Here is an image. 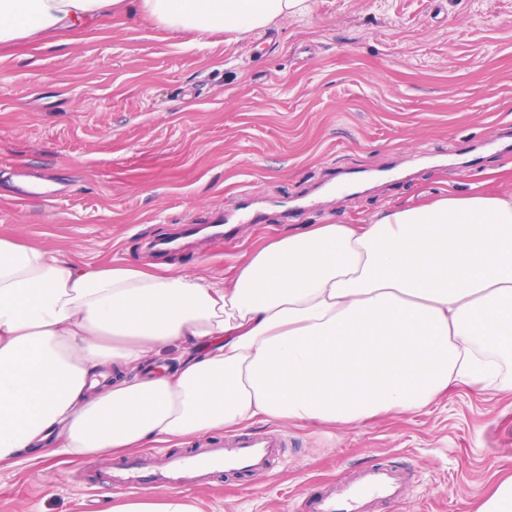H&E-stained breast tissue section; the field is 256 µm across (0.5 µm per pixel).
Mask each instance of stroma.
<instances>
[{"instance_id": "35a3bbf8", "label": "stroma", "mask_w": 512, "mask_h": 512, "mask_svg": "<svg viewBox=\"0 0 512 512\" xmlns=\"http://www.w3.org/2000/svg\"><path fill=\"white\" fill-rule=\"evenodd\" d=\"M42 194L16 203L20 173ZM512 194V0H310L248 34L170 32L138 8L0 45V236L80 265L232 276L309 224ZM253 197L256 223L187 238ZM267 468L186 492L201 512H292L374 464L411 481L367 512H471L512 469V397L459 387L359 426L257 421ZM115 457L0 470V512H110Z\"/></svg>"}]
</instances>
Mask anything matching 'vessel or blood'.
I'll use <instances>...</instances> for the list:
<instances>
[{"mask_svg": "<svg viewBox=\"0 0 512 512\" xmlns=\"http://www.w3.org/2000/svg\"><path fill=\"white\" fill-rule=\"evenodd\" d=\"M282 441L275 435L246 432L236 435L228 447L213 446L191 455L170 459L152 467L150 459L120 468L112 478L115 490L131 493L146 490H176L190 487L211 474L227 469L262 468L276 456ZM403 477L375 464L361 471L357 480L328 490L304 491L300 512H364L366 499H399Z\"/></svg>", "mask_w": 512, "mask_h": 512, "instance_id": "1", "label": "vessel or blood"}]
</instances>
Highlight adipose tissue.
<instances>
[{
  "instance_id": "adipose-tissue-1",
  "label": "adipose tissue",
  "mask_w": 512,
  "mask_h": 512,
  "mask_svg": "<svg viewBox=\"0 0 512 512\" xmlns=\"http://www.w3.org/2000/svg\"><path fill=\"white\" fill-rule=\"evenodd\" d=\"M134 0H0V44ZM250 33L308 0H135ZM166 354L174 372L150 370ZM512 195L445 197L268 241L232 279L78 266L0 237V468L121 456L254 420L357 426L449 388L512 395Z\"/></svg>"
}]
</instances>
